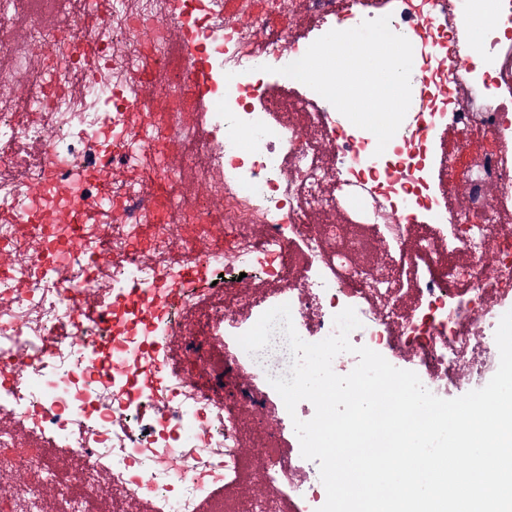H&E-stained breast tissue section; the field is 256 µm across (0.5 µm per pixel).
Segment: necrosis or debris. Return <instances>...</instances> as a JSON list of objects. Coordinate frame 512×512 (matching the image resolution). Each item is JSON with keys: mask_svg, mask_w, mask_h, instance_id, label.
<instances>
[{"mask_svg": "<svg viewBox=\"0 0 512 512\" xmlns=\"http://www.w3.org/2000/svg\"><path fill=\"white\" fill-rule=\"evenodd\" d=\"M313 19L318 39L342 19L390 16L393 31L421 29V110L400 127L383 154L365 131L340 142L330 136L333 106L278 73L296 93L303 120L284 122L264 106L257 85L264 67L296 61L267 29L265 15L228 9L226 0H180V18L196 33L208 59L214 93L205 122L221 141L197 140L176 168L162 171L172 209L150 221L151 188L136 169L147 160L146 133L160 127L180 140L188 124L176 110L178 75L169 67L170 41L162 22L170 0H105L103 26H84L83 0H73L61 28L46 25L29 0H0V30L21 23L28 42L55 47L63 35L89 36L102 48L96 66L71 59L58 68L60 93L43 121L48 137L29 135L16 96L37 91L44 75L22 49L0 45V211L23 222L0 224V367L21 362L12 383L0 385V475L25 472L28 483L13 512H45L55 472L42 468L52 450L72 462L68 481L77 496L70 512L102 498L113 512H201L217 485L232 487L262 465L266 490L248 512H297L295 501L318 493V467L283 447L294 419L270 383L287 375L291 356L282 333L250 354L237 342L267 310L289 304L306 342L335 334L334 316L354 308L361 322L349 341L389 359L416 365L434 395L481 388L499 366L495 332L512 310V115L494 105L487 87L512 94V54L502 32L512 29V0H428L421 24L408 0H288ZM494 17L479 43L480 67L464 68L456 87L430 72V55L456 47L460 20L482 9ZM152 34L154 57L166 64L161 98L147 106L135 81L143 61L138 44ZM450 130L474 143L465 169L435 152L432 134ZM91 168L109 164L115 176L83 187L84 207L66 224L53 223L63 198H45L29 212L27 190L42 185L46 155ZM202 192L185 193L182 172ZM463 183L480 224H461L448 186ZM347 209L351 225L329 215ZM326 216L323 224L315 216ZM380 251L375 266L355 262L367 244ZM459 261L448 265L449 254ZM203 258L208 281L189 289L172 312L153 311L146 296H163L182 261ZM242 280H235V273ZM97 308L124 305L113 321L99 315L74 322L82 299ZM224 361L199 381L186 361ZM160 359L164 387L136 388L132 364ZM264 423L258 454L247 448L250 419ZM189 462L178 478L172 460Z\"/></svg>", "mask_w": 512, "mask_h": 512, "instance_id": "obj_1", "label": "necrosis or debris"}]
</instances>
